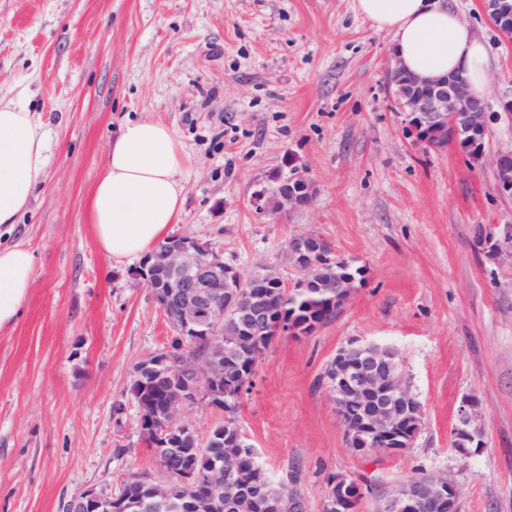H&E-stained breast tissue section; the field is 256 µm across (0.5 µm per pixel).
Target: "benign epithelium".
I'll list each match as a JSON object with an SVG mask.
<instances>
[{"label":"benign epithelium","mask_w":512,"mask_h":512,"mask_svg":"<svg viewBox=\"0 0 512 512\" xmlns=\"http://www.w3.org/2000/svg\"><path fill=\"white\" fill-rule=\"evenodd\" d=\"M487 18L503 34L512 33V0H483ZM389 95L407 117L416 137L429 147L439 141L456 143L479 162L486 156L485 136L493 117L512 121V98L499 101V111L490 112L486 100L473 96L463 73L438 79L409 72L400 61L389 69ZM498 192L512 200V150L491 159ZM311 197L310 184L299 171H292L279 194V208L293 210ZM323 239L298 235L290 240L287 259L302 276L295 287L325 286L350 297L360 277L337 275L326 281L314 279L316 263L311 255L322 250ZM136 277L151 289L156 303L184 353L177 360L170 351L156 353L139 362L137 377H145L144 388L167 385L162 399L149 402L137 396L138 427L154 459L157 472H137L134 481L144 494L129 502L112 493L86 489L73 497L69 512H252L261 493L256 486L232 496L225 495L228 464L246 447L242 434L230 443L218 442L212 462L198 468L200 439L183 422L185 407L204 403L224 410V317L238 324L235 345L256 344L252 364L266 348L282 336L299 334L288 320L269 309L268 289L283 282L275 270L254 272L245 279L224 263L210 244L189 236H176L154 246L144 257ZM206 345V353L190 351L195 342ZM393 350L373 343L341 347L325 369L327 391L336 405L346 444L365 454L377 455L409 448L421 430L416 401L404 374L397 370ZM478 433L472 412L460 409L454 428L455 447L466 455L467 444ZM433 500L435 512H459L458 493L448 475H433L424 485L396 487L377 501V512H414L424 494ZM365 497L362 485L340 474L325 491L322 512H358Z\"/></svg>","instance_id":"1"}]
</instances>
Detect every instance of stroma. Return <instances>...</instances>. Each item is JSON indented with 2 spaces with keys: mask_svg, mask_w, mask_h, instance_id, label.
<instances>
[{
  "mask_svg": "<svg viewBox=\"0 0 512 512\" xmlns=\"http://www.w3.org/2000/svg\"><path fill=\"white\" fill-rule=\"evenodd\" d=\"M501 58L487 96L512 95V42L482 0H450ZM391 37L355 0H0V94L26 88L47 164L9 243L35 254L20 317L0 330V512H63L88 488L151 466L129 389L172 331L137 263L97 246L90 197L129 119L176 128L186 202L173 236L210 243L242 276L276 269L300 234L367 268L336 317L284 336L259 361L236 418L271 475L298 468L306 512L328 474L371 486L362 512L419 472L448 473L460 512H512V201L489 156L512 149L490 121L486 160L418 142L388 93ZM311 182L293 211L253 199L287 165ZM353 340L395 348L420 400L411 448H348L319 381ZM473 398L483 445L451 430Z\"/></svg>",
  "mask_w": 512,
  "mask_h": 512,
  "instance_id": "35a3bbf8",
  "label": "stroma"
}]
</instances>
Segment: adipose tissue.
Returning <instances> with one entry per match:
<instances>
[{
    "label": "adipose tissue",
    "instance_id": "1",
    "mask_svg": "<svg viewBox=\"0 0 512 512\" xmlns=\"http://www.w3.org/2000/svg\"><path fill=\"white\" fill-rule=\"evenodd\" d=\"M356 6L376 29L391 34L408 70L425 78L461 71L474 95L487 94L496 61L447 0H356ZM46 146L44 124L25 93L0 95V227L16 224L26 211L42 178ZM185 161L167 124L143 119L123 125L90 200L95 242L112 260L144 258L178 223ZM34 275L32 250L0 245V329L17 320Z\"/></svg>",
    "mask_w": 512,
    "mask_h": 512
}]
</instances>
